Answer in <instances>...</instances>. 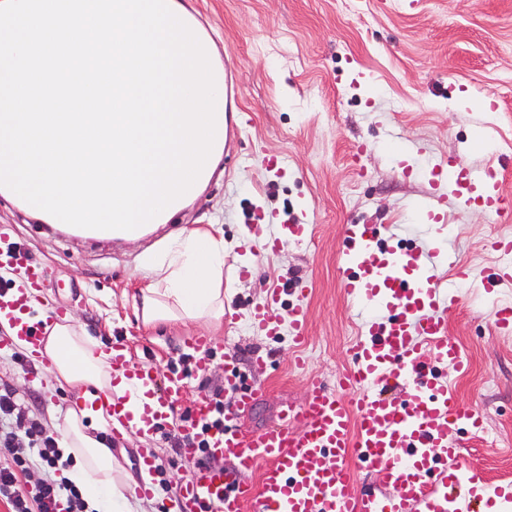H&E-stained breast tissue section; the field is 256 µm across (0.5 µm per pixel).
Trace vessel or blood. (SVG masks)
<instances>
[{"label": "vessel or blood", "mask_w": 512, "mask_h": 512, "mask_svg": "<svg viewBox=\"0 0 512 512\" xmlns=\"http://www.w3.org/2000/svg\"><path fill=\"white\" fill-rule=\"evenodd\" d=\"M431 173L440 197L464 209L512 216V200L493 172L440 160ZM344 234L353 244L344 254V291L366 319L351 370L335 390L310 380L303 404L282 410L278 424L253 431L242 419L259 389L246 384L234 359H227L225 388L236 401L223 426H210L213 405L206 398L197 399L189 418L178 423L188 434L206 426L208 451L225 464L183 478L168 498L167 512H243L247 503L253 512H495L497 504H512L511 484L479 493L478 475L448 436L458 427L480 433L483 420L429 370L434 362L465 367L461 345L448 334V315L459 297L438 272L451 266L457 278L467 280L470 270L455 267L443 247L378 246L369 224L345 225ZM481 286L488 297L512 287V263L484 276ZM279 301L275 289L255 306L258 329H278ZM0 318L12 323L20 340L40 344L43 333L30 320L25 289L0 296ZM110 353L112 370L126 385L124 393L97 398L112 418L113 436L130 428L153 435L179 402L182 377H162L148 360H127L121 342ZM396 388L408 393V401L393 396ZM261 459L266 465L254 487L247 475ZM353 459L376 473L386 493L358 491L348 468Z\"/></svg>", "instance_id": "b4317fda"}]
</instances>
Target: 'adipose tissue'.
<instances>
[{
  "instance_id": "adipose-tissue-1",
  "label": "adipose tissue",
  "mask_w": 512,
  "mask_h": 512,
  "mask_svg": "<svg viewBox=\"0 0 512 512\" xmlns=\"http://www.w3.org/2000/svg\"><path fill=\"white\" fill-rule=\"evenodd\" d=\"M155 273L142 290L144 322L183 319L217 320L224 315V242L210 232L194 230L170 240L163 250L144 259ZM37 352L48 358L55 377L81 389L65 415L62 443L76 464L66 478L83 488L100 512H126L122 467L111 448L89 431L110 421L95 392L112 388V367L105 353L95 352L70 323H54Z\"/></svg>"
}]
</instances>
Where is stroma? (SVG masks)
I'll use <instances>...</instances> for the list:
<instances>
[{
    "instance_id": "stroma-1",
    "label": "stroma",
    "mask_w": 512,
    "mask_h": 512,
    "mask_svg": "<svg viewBox=\"0 0 512 512\" xmlns=\"http://www.w3.org/2000/svg\"><path fill=\"white\" fill-rule=\"evenodd\" d=\"M191 8L237 69L238 109L248 118L211 181L135 243L73 236L0 198V280L26 281L25 268L6 262L12 248L24 247L30 265L45 271L42 314L74 317L102 350L119 338L131 361L148 357L163 372H187L183 409L222 385L225 360L235 358L261 389L246 420L256 431L300 404L311 377L332 387L353 365L361 321L342 285L344 225H412L473 274L459 283L448 315L469 368L440 371L485 429L475 436L458 428L451 438L484 483L512 482V336L496 332L495 307L475 282L499 259L492 239H512V219L450 204L442 226L422 207L441 159L493 169L512 198V0H191ZM268 154L284 157L283 174L266 169ZM290 217L307 224L303 242L288 241L281 222ZM195 229L224 241L232 321L144 324L140 290L150 276L140 257ZM248 237L258 252H243ZM244 265L249 274H240ZM299 278L310 289L304 299L289 289ZM277 286L280 320L297 305L308 310L304 347L288 328L267 335L252 325L254 306ZM198 336L212 340L203 370ZM258 353L270 362L254 364ZM49 365L0 327V386L15 389L57 433L77 391L56 381ZM181 438L171 423L151 439L106 438L126 475L127 512H163V492L144 495L139 486L173 487L198 467L197 457L180 453ZM143 448L154 451L153 471L140 463Z\"/></svg>"
}]
</instances>
